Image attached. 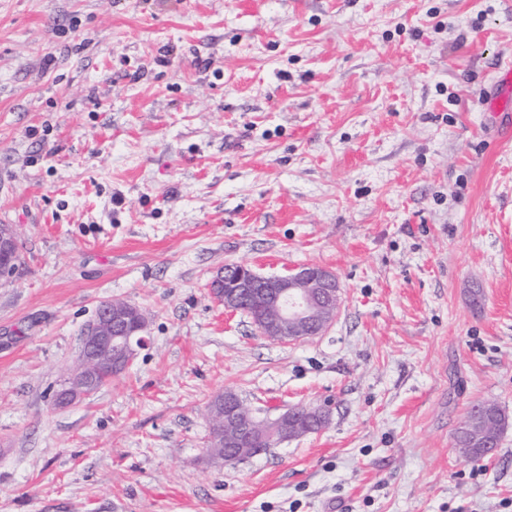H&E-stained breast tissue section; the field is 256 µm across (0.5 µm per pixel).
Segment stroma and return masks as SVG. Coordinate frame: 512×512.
<instances>
[{
    "instance_id": "1",
    "label": "stroma",
    "mask_w": 512,
    "mask_h": 512,
    "mask_svg": "<svg viewBox=\"0 0 512 512\" xmlns=\"http://www.w3.org/2000/svg\"><path fill=\"white\" fill-rule=\"evenodd\" d=\"M508 57L512 0H0V512H512ZM231 262L332 271L331 326L261 336ZM113 300L148 346L56 408ZM227 389L329 420L217 463ZM496 92L488 100L490 108L498 112H509V101L512 95V62H502L498 69ZM18 238L9 225H0V273L7 274L11 266V258L18 246ZM479 405H482L484 409L479 410L478 417L471 422L467 434L463 437H455L460 453L475 462L487 458L486 454L490 450V443L497 436L500 437L507 423L504 412L493 403H478L473 405L470 410Z\"/></svg>"
}]
</instances>
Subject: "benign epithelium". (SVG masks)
Instances as JSON below:
<instances>
[{"instance_id":"benign-epithelium-1","label":"benign epithelium","mask_w":512,"mask_h":512,"mask_svg":"<svg viewBox=\"0 0 512 512\" xmlns=\"http://www.w3.org/2000/svg\"><path fill=\"white\" fill-rule=\"evenodd\" d=\"M18 246L15 232L0 225V273H9ZM211 293L224 302V310L236 312L249 307L258 315V331L266 338L288 342L318 335L336 311L340 285L336 275L319 266H299L284 274L264 275L242 263H226L209 283ZM147 317L137 306L122 301L103 303L85 327L76 366L55 393L62 408L96 391L99 384L123 373L138 350L148 344ZM210 410L223 427L212 439V447L224 449V463H236L269 448L316 432L310 418L325 409L308 408L305 414L288 408L268 420L269 429L243 436L242 426L255 412L244 410L233 391L214 398Z\"/></svg>"}]
</instances>
